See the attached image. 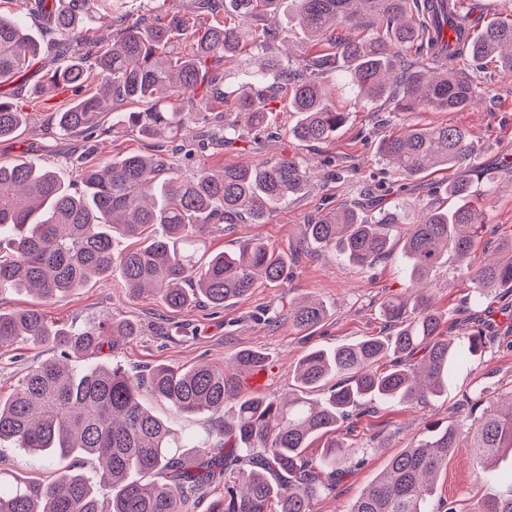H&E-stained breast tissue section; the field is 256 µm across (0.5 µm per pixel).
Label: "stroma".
Masks as SVG:
<instances>
[{"label": "stroma", "mask_w": 512, "mask_h": 512, "mask_svg": "<svg viewBox=\"0 0 512 512\" xmlns=\"http://www.w3.org/2000/svg\"><path fill=\"white\" fill-rule=\"evenodd\" d=\"M42 66V60H35L23 79L0 87V94L13 98L30 115L15 137L0 139V164L36 159L71 182L78 177L85 152L120 157L130 152L160 151L176 156L188 173L202 166L220 168L288 156L300 158L309 172L305 189L263 223L219 224L205 241L213 253L233 250L240 241L257 238L275 251L295 254L290 280L257 283L247 295L220 309L196 303L174 312L154 293L129 298L116 280L88 284L49 308L52 320L60 324L81 325L112 317L136 324V335L119 351L122 363L133 371L159 364L189 368L203 362L219 363L239 351L253 350L264 354L270 371L261 386L241 385V394L270 399L288 396L296 388V365L307 352L382 335L381 303L388 298L406 301L412 295L400 229L391 232L394 248L390 256L360 267L320 245L303 243L305 224L320 215L364 203L372 194L377 196L379 207L403 200L415 213L444 197L448 182L462 176L470 180L475 200L488 211L482 237L468 266L448 262L430 277L427 286L445 316L449 335H464L483 321L490 325L494 344L484 356L458 371L442 397L425 403L372 404L349 435L362 452L360 462L349 465L333 492L314 500L313 512H350L390 458L424 438L427 422L456 418L464 395L481 390L490 396L512 397V329L506 326L512 315V293L496 288L479 303L466 299L471 291V270L496 257L501 243L512 241V77L503 76L489 63L476 71L480 96L465 111L393 112L388 106L357 97L331 73L325 81L334 87L332 104L347 118L328 142L304 143L291 135L295 116L283 95L269 103L270 124L259 136H246L231 148L203 149L198 145L201 131L196 127L172 138L145 139L129 133L103 137L92 144L81 135H54L49 130L51 118L72 103L73 95L32 96L29 88ZM441 124L469 132L474 169L439 170L406 180L380 159L378 143L383 136L408 126ZM307 299L322 301L327 314L320 324L303 330L289 321L288 311ZM52 356L48 348L21 341L0 348V396H8L31 365ZM143 399L157 416L188 437L207 438L215 427L211 415H177L151 394H144ZM469 457L465 447L449 457L435 485L434 501L452 503L458 512H475L485 490L470 477ZM71 465L68 459L48 462L29 456L12 443H0V480L6 482L17 478L47 483Z\"/></svg>", "instance_id": "35a3bbf8"}]
</instances>
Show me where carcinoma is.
Wrapping results in <instances>:
<instances>
[{"instance_id":"1","label":"carcinoma","mask_w":512,"mask_h":512,"mask_svg":"<svg viewBox=\"0 0 512 512\" xmlns=\"http://www.w3.org/2000/svg\"><path fill=\"white\" fill-rule=\"evenodd\" d=\"M281 2L194 0L189 15L134 19L115 0H20L21 11L43 19L45 38L37 39L19 17L0 13V84L24 76L51 46L79 45L36 88L46 94L62 85L77 93L72 106L54 113L55 134L159 138L194 124L211 132L210 142L227 147L249 131L264 130L268 113L261 102L284 90L296 115L293 137L330 139L346 115L329 103L322 81L327 72L343 73L360 97L388 102L394 112H458L472 105L479 87L457 67L461 59L477 64L491 58L512 76V20L491 21L466 40L468 19L452 8L454 0H437L429 30L413 20L423 9L420 0H295L288 31L330 52L284 62L275 52L282 32L267 24ZM96 24L112 28V42L82 38ZM249 45L263 63L251 74L253 85L236 91L240 125L224 116L230 92L224 90L221 62ZM91 77L98 88L80 94ZM180 96L188 98L186 112L171 107V98ZM131 102L144 109L114 112L112 127L101 126L107 104L121 108ZM25 122L13 102L0 100V138L15 135ZM379 150L404 178L474 164L469 134L455 125L412 126L385 137ZM307 182V168L295 158L187 174L164 153L126 154L84 163L78 190L35 160L0 165V292L27 289L51 306L116 274L130 297L154 291L174 312L195 300L221 308L258 282L284 281L292 271L287 258L259 239L200 256L206 234L215 224L263 223ZM471 194L469 183L455 181L448 196L457 204L430 208L415 222L397 203L371 216L332 212L306 225V233L364 266L391 254L390 229L404 224L403 255L421 285L448 257L463 263L475 248L486 212L470 202ZM118 239L138 247L120 249ZM498 252L499 258L471 272L478 296L490 288L512 290V243ZM381 308L389 335L308 352L297 365L296 393L281 401L238 395L236 379L216 365L160 364L134 375L114 360L78 370L64 360L106 348L115 353L137 327L117 318L60 325L44 309L0 310V346L22 340L59 351L32 366L10 397L0 399V442L47 461L79 457L100 466L99 482L112 488L111 496H100L79 470L44 485L16 480L0 486V512H189L220 484L224 494L209 512H311L312 502L336 488L337 476L358 454L336 435L341 424L364 415L361 408L369 402L441 396L456 368L490 348L480 329L445 336L443 315L421 288L412 302L387 299ZM325 316V306L312 301L288 313L301 329ZM390 355L396 358L392 368L373 369ZM263 361L249 350L233 358L241 371ZM144 390L177 414L203 412L222 420L210 438L192 441L144 407ZM492 405L482 392L465 396L458 419L429 425L427 438L393 456L350 512H456L452 506L435 510L431 500L463 433L477 484L503 451L512 452V401L505 410ZM318 438L324 439L322 450L313 457L307 448ZM498 480L506 491L487 493L479 512H512V470Z\"/></svg>"}]
</instances>
